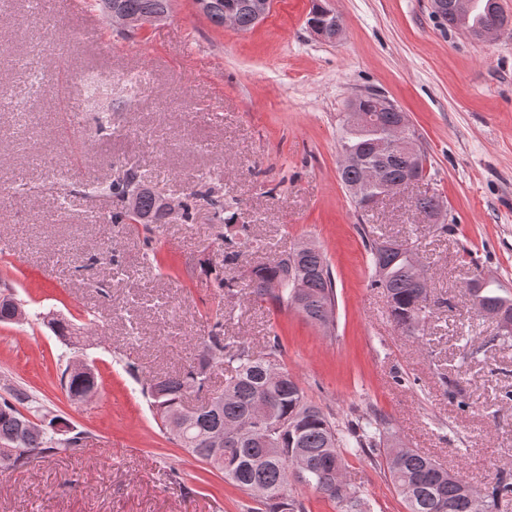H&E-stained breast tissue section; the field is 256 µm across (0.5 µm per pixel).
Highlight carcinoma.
<instances>
[{"label": "carcinoma", "instance_id": "cac0c4a2", "mask_svg": "<svg viewBox=\"0 0 512 512\" xmlns=\"http://www.w3.org/2000/svg\"><path fill=\"white\" fill-rule=\"evenodd\" d=\"M101 14L110 19L117 11L137 20L167 15L171 0H95ZM479 13L469 18L467 32L490 25L497 16L506 17L498 0H477ZM235 13L237 30L248 31L257 24L251 0H207L202 14L214 25H224V14ZM105 87L87 81L84 100L90 106L102 102ZM360 106L375 116L366 126L341 127L339 148L378 168L382 182L398 185L410 173L424 178L427 153L399 151L389 157L380 156L375 143L395 121V114L379 109L377 95H362ZM104 194L118 202L130 197L135 216L121 206L110 211L107 222L125 224L133 219L140 224L166 223L164 199L144 184L132 168L123 177L113 178L104 187L90 185L88 195ZM212 209L220 223L233 224L234 215L224 216V202L206 186L184 195L180 207L184 222L193 220L201 204ZM362 238L374 271V286L383 289L396 326L408 336H418L431 317L429 289L407 257L395 249H384L371 239L374 229L360 225ZM224 261H234L250 245L248 225L239 224L232 236H225ZM259 300L279 307H294V293L303 289L306 302L299 312L312 324L330 327L328 313L336 309V282L326 255L314 244L303 243L271 263L250 271L245 282ZM477 310H500L512 314V297L489 287L482 279L472 280L467 288ZM21 308L13 297L0 296V323L14 322ZM279 339L268 345V351L257 357L246 343L224 335L223 314L215 315L209 336L203 340L194 362L175 375H152L144 379L142 394L149 402L161 428L172 431L169 418L189 410L188 424L174 432L181 447L196 460L224 473V478L255 502L251 512H305L304 503L287 493L298 481L333 501L338 512H368L365 490L338 476L346 471V454L362 456L383 472L404 502L407 512H493L498 501L512 497V480L499 477L482 488L464 480L459 471L445 468L429 456L401 446L390 420L362 413L353 419L339 420L325 412L306 394L286 368L272 380L267 364L279 362ZM215 367L224 369V388L210 398V377ZM68 397L81 400L98 388L97 376L76 374L64 369L61 375ZM205 394L198 405H189L191 397ZM41 406L23 388L9 389V397H0V468H23L35 455L66 454L81 445L86 434L77 432L58 437L55 420L48 425L31 421L28 413ZM217 431L235 433L224 449L223 459H213L209 436Z\"/></svg>", "mask_w": 512, "mask_h": 512}]
</instances>
